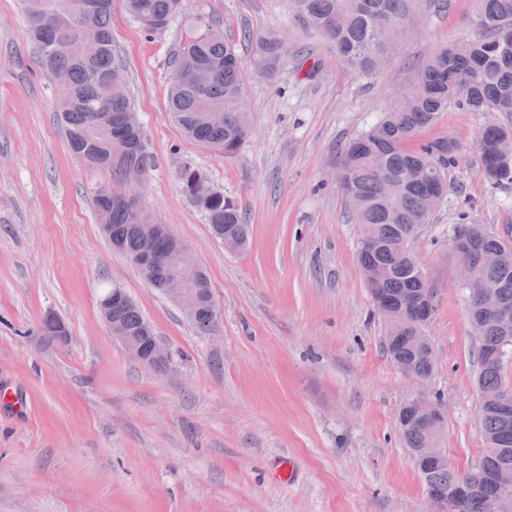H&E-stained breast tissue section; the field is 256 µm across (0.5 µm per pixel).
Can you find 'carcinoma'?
<instances>
[{"mask_svg": "<svg viewBox=\"0 0 512 512\" xmlns=\"http://www.w3.org/2000/svg\"><path fill=\"white\" fill-rule=\"evenodd\" d=\"M114 0H23L33 54L48 77L68 84V96L58 101L72 154L90 168L110 174L112 184L141 178L154 156L144 145V130L128 95L107 98L113 78H124L123 66L112 50ZM127 13L151 31L166 28L181 13L183 0H122ZM481 36L470 42L436 49L400 90L383 118L345 148L339 181L348 201L351 220L358 225L357 256L361 270L389 267L394 273L380 288L381 295L398 302L420 282L401 271L409 241L448 195V165L458 145L439 137L417 147L412 141L453 103L470 112L512 113V0H475ZM292 13L318 32L345 65L368 76L390 59L397 42L411 29L412 0H288ZM191 32L172 61L168 112L186 136L200 147L226 159L236 157L251 133L250 115L243 108L248 78L233 43L224 32L200 19L190 21ZM254 66L272 80L283 57L284 41L277 32L252 39ZM481 166L495 184L512 182V126L491 123L477 141ZM401 182L398 194L387 199L381 183ZM183 192L207 215L215 238L233 235L247 245L245 224L237 199L211 185L202 171L186 165L179 170ZM100 223L116 249L132 260L147 251L172 255L184 243L170 230L149 236V213L134 212L121 201V192L103 186L95 192ZM479 278L494 287L499 302L512 307V265L486 267ZM428 308L405 307L401 325L387 332L388 357L404 362L421 378L433 376L435 364L410 337L409 328ZM112 320L127 330H139L145 320L133 303L112 305ZM478 390L497 394L505 383L503 362H487L486 351H512L506 335L492 320L479 323ZM480 428L484 448L479 468L459 471L429 466L421 473L426 486L444 491L461 481L472 482L478 493L462 502L460 512H490L489 503L500 490L488 476L502 465L512 466V420L507 422L494 405L485 409Z\"/></svg>", "mask_w": 512, "mask_h": 512, "instance_id": "obj_1", "label": "carcinoma"}]
</instances>
